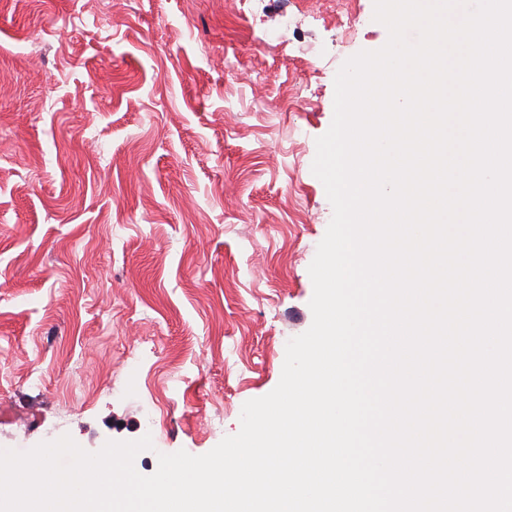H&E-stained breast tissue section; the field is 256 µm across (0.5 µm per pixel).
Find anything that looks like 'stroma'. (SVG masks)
<instances>
[{
	"instance_id": "stroma-1",
	"label": "stroma",
	"mask_w": 512,
	"mask_h": 512,
	"mask_svg": "<svg viewBox=\"0 0 512 512\" xmlns=\"http://www.w3.org/2000/svg\"><path fill=\"white\" fill-rule=\"evenodd\" d=\"M387 40L374 0H0V449L148 435L149 476L238 432L312 323L335 75Z\"/></svg>"
}]
</instances>
